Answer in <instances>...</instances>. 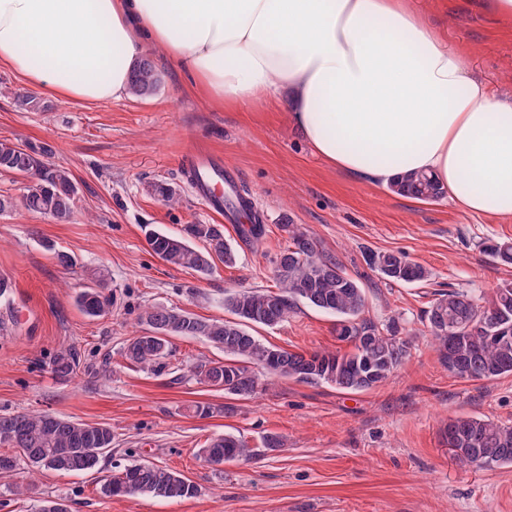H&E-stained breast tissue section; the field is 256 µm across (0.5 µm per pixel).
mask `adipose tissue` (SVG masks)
Returning <instances> with one entry per match:
<instances>
[{"label": "adipose tissue", "mask_w": 512, "mask_h": 512, "mask_svg": "<svg viewBox=\"0 0 512 512\" xmlns=\"http://www.w3.org/2000/svg\"><path fill=\"white\" fill-rule=\"evenodd\" d=\"M151 51L215 103L284 108L358 181L424 172L460 210L512 218V102L415 0H0V66L50 94L122 99Z\"/></svg>", "instance_id": "adipose-tissue-1"}]
</instances>
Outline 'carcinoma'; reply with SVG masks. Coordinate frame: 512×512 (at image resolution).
Here are the masks:
<instances>
[{
  "instance_id": "carcinoma-1",
  "label": "carcinoma",
  "mask_w": 512,
  "mask_h": 512,
  "mask_svg": "<svg viewBox=\"0 0 512 512\" xmlns=\"http://www.w3.org/2000/svg\"><path fill=\"white\" fill-rule=\"evenodd\" d=\"M159 75L150 57L133 70L130 94L143 97L157 90ZM47 145L15 144L0 141V169L31 179L23 197L33 212L65 221L71 214L76 185L70 174L47 161ZM391 191L417 200H435L443 188L428 174H415L390 184ZM148 192L166 202L176 190L162 181L148 185ZM288 234V244L275 259L276 289H241L224 296V310L233 319L202 320L176 307L150 306L138 314L146 326L126 341L122 356L134 367L160 371L172 356L171 338L203 337L224 349V361H199L186 366L181 377L198 384L221 388L224 393L250 397L258 388L255 368L274 377H287L307 384L328 383L336 388L361 392L386 381L409 356V331L399 319L378 324L364 316L365 295L359 282L344 269L333 254L323 251L317 240L298 225L285 220L280 225ZM239 236L259 245L266 228L258 217L249 224L236 225ZM148 244L162 261L203 275L211 273L215 261L228 266L236 261L234 251L224 241L221 224H187L182 233L150 230ZM203 247L197 248L194 242ZM483 252L512 263V242L483 243ZM370 265L385 279L395 283H422L430 272L398 252L373 253ZM88 317L101 316L112 305L111 295L101 284L86 287L76 299ZM336 317L337 340L351 346L339 350L298 353L262 343L247 325L273 327L297 313L300 305ZM426 321L438 344L442 365L452 374L469 380H494L512 375V282H504L483 301L463 290L440 294L426 312ZM56 377L68 379L83 370L105 374L92 365H80L76 352L68 348L52 364ZM452 438L451 451L466 465L484 469L512 465V426L479 417L448 420L443 438ZM112 429L74 422L48 412L0 415V477L10 475L24 462L35 471L81 473L94 469L100 451L112 448ZM205 461L220 466L230 461H247L254 450L232 435L211 438L202 448ZM105 496L150 494L168 499L193 498L198 486L188 478L162 466L129 463L102 485Z\"/></svg>"
}]
</instances>
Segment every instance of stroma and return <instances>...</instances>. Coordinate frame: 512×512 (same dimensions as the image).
<instances>
[{
  "label": "stroma",
  "instance_id": "35a3bbf8",
  "mask_svg": "<svg viewBox=\"0 0 512 512\" xmlns=\"http://www.w3.org/2000/svg\"><path fill=\"white\" fill-rule=\"evenodd\" d=\"M431 21L461 49L472 77L512 101V28L470 11L465 0H434ZM152 61L157 91L95 105L59 99L0 69V140L49 145L50 163L65 168L78 188L70 218L27 210V178L0 170V414L45 411L112 429V450L79 474L32 473L0 478V512H39L45 499L67 501L71 512H512V466L486 470L459 463L442 439L449 419L487 418L512 425V376L467 380L448 372L422 320L448 288L474 297L512 280V265L485 254L484 242L512 241V221L460 212L448 197L421 201L372 186L315 156L285 112L265 104L229 108L187 90L181 69L163 56ZM35 97L41 109L21 106ZM201 150L239 173L266 236L244 245L196 198L184 157ZM162 180L176 190L170 205L147 192ZM301 225L337 256L365 291V315L400 318L415 336L405 361L378 386L344 392L289 378L269 381L252 398L128 366L121 351L149 306L181 308L202 319H225V293L275 285L274 260L286 244L283 220ZM223 224L237 252L234 265L211 274L163 262L146 227L179 233L187 224ZM398 251L426 267L421 284H397L366 263L371 252ZM69 264H62L60 255ZM104 276L113 297L101 317H86L77 295ZM334 316L302 307L276 327L254 326L263 343L293 352L345 350ZM73 346L84 362L110 361L109 377L60 380L52 361ZM213 407L201 418L191 411ZM285 445L261 453L262 438ZM232 434L260 454L247 463L208 465L207 439ZM154 463L194 482L188 499L150 495L108 498L100 491L115 467ZM32 479L31 493L13 492Z\"/></svg>",
  "mask_w": 512,
  "mask_h": 512
}]
</instances>
